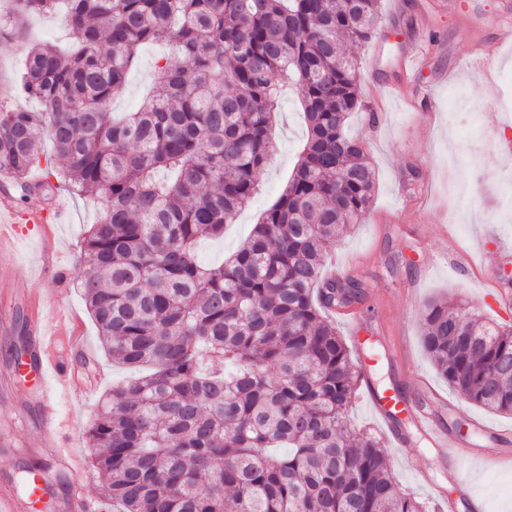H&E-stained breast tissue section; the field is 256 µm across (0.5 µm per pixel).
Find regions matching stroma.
<instances>
[{
    "instance_id": "stroma-1",
    "label": "stroma",
    "mask_w": 512,
    "mask_h": 512,
    "mask_svg": "<svg viewBox=\"0 0 512 512\" xmlns=\"http://www.w3.org/2000/svg\"><path fill=\"white\" fill-rule=\"evenodd\" d=\"M501 0H382L383 23L369 43L347 47L358 59L361 101L348 119L347 132L362 143L376 171L373 201L360 224L351 226L339 246L327 256L324 268L348 275L368 286L369 312L358 315L361 335H370L381 323L387 336L409 351L411 370L440 392H448L421 342L418 313H407L397 296L404 284L415 288L419 306L432 296L466 302L487 321L512 318V309L498 308V286L492 272L512 270V212L501 207L500 191L511 181L499 155L498 143L512 133V51L488 58L486 65L468 63L474 39L499 37L508 22L500 13ZM486 21L481 32L469 24L471 15ZM167 49L147 45L128 77L125 94L114 101L117 112L136 109L147 94L155 60ZM418 55L416 70L403 75L400 57ZM503 105L502 121L483 123L481 133L463 139L457 113L479 111L488 94ZM276 144L270 162L258 176L260 190L223 239L202 242L197 251L201 264L223 263L252 232L263 212L279 198L306 139L299 96L284 88L280 113L273 130ZM472 185L461 223L449 220L458 203V184ZM73 221L50 224L56 244L63 249L68 270L65 287L32 275L40 249L38 231L22 228L14 256V270L4 282L8 290L10 321L0 332V371L12 370L17 332L27 321L29 301L48 308L69 307L100 364L103 381L85 400L63 407V434L76 443L81 456L90 450L85 429L98 403L114 382L128 379L129 371L113 366L101 348L97 331L77 288L84 270L79 242L87 225L98 217L88 199L69 196ZM18 399L25 406V427L0 435V485L18 486L23 470L39 466V451L51 443L37 425V411L30 404V382H18ZM449 430H461L474 439L471 420L498 428L503 447L512 449V417L500 416L458 400L439 412ZM407 432L422 448L419 469L392 460V472L401 488L433 502L436 512H453L445 502L434 501L429 483L416 472L425 470L431 481L441 480L452 461L451 450L436 451L425 444L415 427ZM467 478L488 512H512V468L488 472L474 466Z\"/></svg>"
}]
</instances>
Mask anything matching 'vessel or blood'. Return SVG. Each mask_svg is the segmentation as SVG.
<instances>
[{
	"label": "vessel or blood",
	"instance_id": "b4317fda",
	"mask_svg": "<svg viewBox=\"0 0 512 512\" xmlns=\"http://www.w3.org/2000/svg\"><path fill=\"white\" fill-rule=\"evenodd\" d=\"M17 197L10 188L0 189V276L12 267L8 257L14 251L23 224H44L48 220L63 222L68 216L67 207L60 202L43 207L30 204L17 207ZM70 318L56 311L34 306L31 312V327L35 336L36 361L30 377L34 382L33 398L39 408V424L44 431L59 432L62 422L59 405L64 401H77L86 396L87 391L78 387L72 378L73 356H87L89 348L82 336L69 332ZM14 397V375L0 374V426H15L18 417L10 405ZM371 408L379 423L390 434L397 456L407 464H415L420 451L405 439L398 426L399 421L410 420L433 447L454 449L453 462L448 467L447 481L460 498L468 501L471 512H486V505L474 497L464 471L472 464L484 469L495 470L512 461V453L504 448L473 447L471 442L462 441L439 423L435 413L426 403L404 399L396 386L386 390L369 388ZM40 455L46 467H60L75 473L82 469L81 456L72 448H44ZM39 490L19 495L8 487L0 488V512H32Z\"/></svg>",
	"mask_w": 512,
	"mask_h": 512
}]
</instances>
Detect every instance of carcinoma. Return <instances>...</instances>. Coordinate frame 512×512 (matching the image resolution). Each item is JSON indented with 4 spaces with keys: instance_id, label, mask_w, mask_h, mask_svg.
Instances as JSON below:
<instances>
[{
    "instance_id": "1",
    "label": "carcinoma",
    "mask_w": 512,
    "mask_h": 512,
    "mask_svg": "<svg viewBox=\"0 0 512 512\" xmlns=\"http://www.w3.org/2000/svg\"><path fill=\"white\" fill-rule=\"evenodd\" d=\"M59 6L74 41L30 44L23 92L43 109L0 102V174L27 193L39 166L42 186L102 202L78 288L105 354L139 371L85 430L104 512H429L353 425L364 371L328 312L362 304L367 284L323 274L375 191L346 133L360 102L342 45L373 39L381 0H0V45ZM145 44L182 64L158 58L117 122ZM285 81L308 126L299 160L251 235L202 266L196 244L224 237L272 157ZM420 324L457 398L512 416V323L433 299Z\"/></svg>"
}]
</instances>
